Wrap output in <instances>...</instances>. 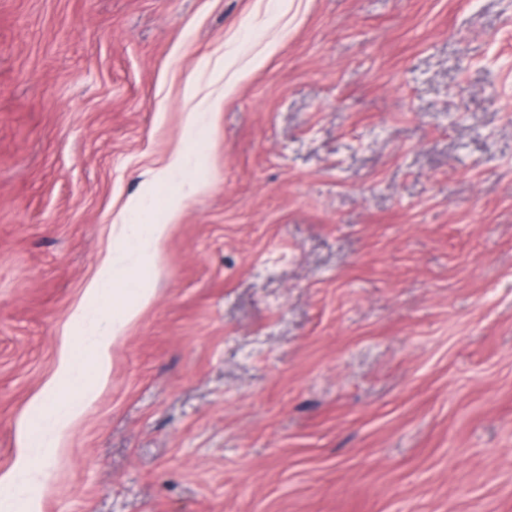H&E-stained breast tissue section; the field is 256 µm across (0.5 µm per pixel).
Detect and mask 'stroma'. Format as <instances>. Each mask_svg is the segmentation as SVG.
I'll return each mask as SVG.
<instances>
[{
    "mask_svg": "<svg viewBox=\"0 0 512 512\" xmlns=\"http://www.w3.org/2000/svg\"><path fill=\"white\" fill-rule=\"evenodd\" d=\"M185 148L39 512H512V0H0V491ZM193 158L189 153H185L183 151L176 152L166 167L165 170L162 171L158 182L167 183L173 182L179 178H182L186 175L189 169L192 167Z\"/></svg>",
    "mask_w": 512,
    "mask_h": 512,
    "instance_id": "obj_1",
    "label": "stroma"
}]
</instances>
